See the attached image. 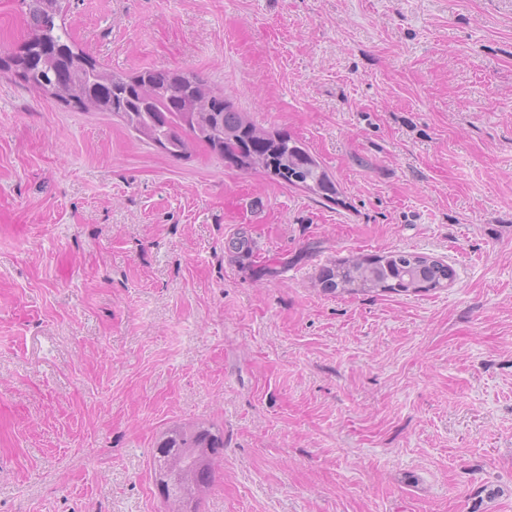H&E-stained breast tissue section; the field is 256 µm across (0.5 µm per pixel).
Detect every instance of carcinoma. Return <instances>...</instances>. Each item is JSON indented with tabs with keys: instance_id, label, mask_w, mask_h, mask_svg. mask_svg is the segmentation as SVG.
I'll list each match as a JSON object with an SVG mask.
<instances>
[{
	"instance_id": "1",
	"label": "carcinoma",
	"mask_w": 512,
	"mask_h": 512,
	"mask_svg": "<svg viewBox=\"0 0 512 512\" xmlns=\"http://www.w3.org/2000/svg\"><path fill=\"white\" fill-rule=\"evenodd\" d=\"M29 18L30 32L24 44L27 52L51 53V66L36 61L21 73L34 89L49 94L74 108H82L86 87L103 102L101 111L118 116L139 138L159 145L169 155L182 157L193 142L208 144L225 159L240 164L248 155L263 157L262 172L289 185L302 187L335 201L338 188L330 175L311 156L307 146L284 132H269L225 104L218 112H195L191 102L198 87L207 86L197 74L171 69H145L122 77L102 68L71 40L64 24L56 23L65 12L64 0H20ZM154 87L153 98L142 104L141 84ZM451 271L443 262L419 263L416 254L391 252L362 261L349 260L326 269L323 289L336 292H409L408 281L441 286ZM224 450V436L203 426L175 425L158 441L154 453L155 477L164 481V500L175 504L169 512H181L182 496L213 481L215 466Z\"/></svg>"
}]
</instances>
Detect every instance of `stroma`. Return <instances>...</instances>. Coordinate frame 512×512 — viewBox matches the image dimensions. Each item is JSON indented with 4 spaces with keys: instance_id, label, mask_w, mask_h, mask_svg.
<instances>
[{
    "instance_id": "1",
    "label": "stroma",
    "mask_w": 512,
    "mask_h": 512,
    "mask_svg": "<svg viewBox=\"0 0 512 512\" xmlns=\"http://www.w3.org/2000/svg\"><path fill=\"white\" fill-rule=\"evenodd\" d=\"M112 73L181 68L306 143L329 202L0 72V512H512V0H67ZM28 36L0 0V57ZM247 231V259L225 251ZM415 252L448 287L330 294ZM224 450V435L203 426L175 425L158 441L154 453L155 477L165 481L164 500L178 504L168 512H182V496L208 485ZM162 495V486L159 484Z\"/></svg>"
}]
</instances>
